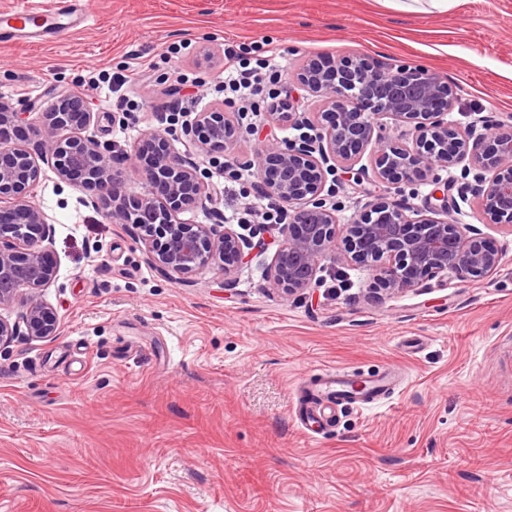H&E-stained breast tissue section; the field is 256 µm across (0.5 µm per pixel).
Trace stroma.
<instances>
[{
    "mask_svg": "<svg viewBox=\"0 0 512 512\" xmlns=\"http://www.w3.org/2000/svg\"><path fill=\"white\" fill-rule=\"evenodd\" d=\"M91 8L95 23L61 41L0 43V101L26 113L18 142L34 152L57 91L84 90L97 119L83 134L112 152L128 199L142 191L129 156L145 132L183 151L179 122L160 112L173 86L235 115L215 91L228 43L250 59L277 49L284 88L317 57L420 66L456 89L459 125L512 123V0L425 14L388 0ZM116 74L130 87L113 91ZM254 109L229 150L190 155L200 179L295 138L265 102ZM82 195L48 169L33 197L53 220L44 298L60 328L0 349V512H512V228L482 223L477 198L450 215L501 247L489 277L390 293L328 259L287 296L266 277L281 225H253L234 273L183 279ZM323 367H391L403 385L379 406L339 409L312 438L293 407Z\"/></svg>",
    "mask_w": 512,
    "mask_h": 512,
    "instance_id": "stroma-1",
    "label": "stroma"
}]
</instances>
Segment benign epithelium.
<instances>
[{"label": "benign epithelium", "mask_w": 512, "mask_h": 512, "mask_svg": "<svg viewBox=\"0 0 512 512\" xmlns=\"http://www.w3.org/2000/svg\"><path fill=\"white\" fill-rule=\"evenodd\" d=\"M297 83L317 102L313 120L301 116L285 95L288 115L272 116L309 132L263 146L259 171L265 191L288 205L283 244L274 255L270 284L289 295L311 287L321 262L332 258L365 268L383 287L410 290L425 280L452 274L481 279L500 265L497 246L472 224L448 217V179L460 170L464 188L479 200L485 224L512 227V132L476 123L459 131L448 119L456 95L448 82L421 67L392 72L364 55L309 60ZM87 93L63 90L46 113L42 160L57 177L83 191L88 202L111 217L134 224L151 262L180 278L210 265L229 274L245 260L249 243L223 224L186 222L190 209L213 210L217 198L194 166L176 156L155 132L144 134L132 160L144 172L140 196L124 200L97 191L112 181V154L78 135L94 118ZM413 124L412 142L401 146L386 135V119ZM22 113L0 102V307H23L10 321L0 317V347L20 334L32 339L56 335L58 317L43 299L57 264L42 247L52 232L50 216L33 202L42 168L14 140ZM185 151L225 148L240 129L222 110L196 112L182 125ZM371 150V166L360 164ZM355 172V182L402 189L416 182L433 186L439 205L428 210L403 206L385 195L342 225L330 202L328 176Z\"/></svg>", "instance_id": "1"}]
</instances>
